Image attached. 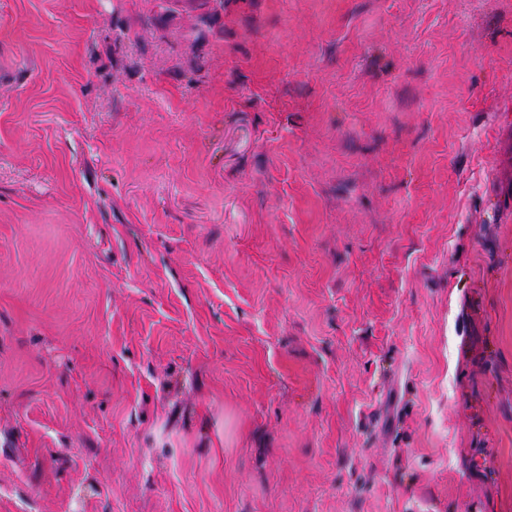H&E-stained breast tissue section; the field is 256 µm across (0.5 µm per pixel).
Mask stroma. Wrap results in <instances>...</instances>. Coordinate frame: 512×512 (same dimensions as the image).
<instances>
[{
	"label": "stroma",
	"instance_id": "1",
	"mask_svg": "<svg viewBox=\"0 0 512 512\" xmlns=\"http://www.w3.org/2000/svg\"><path fill=\"white\" fill-rule=\"evenodd\" d=\"M0 512H512V0H0Z\"/></svg>",
	"mask_w": 512,
	"mask_h": 512
}]
</instances>
